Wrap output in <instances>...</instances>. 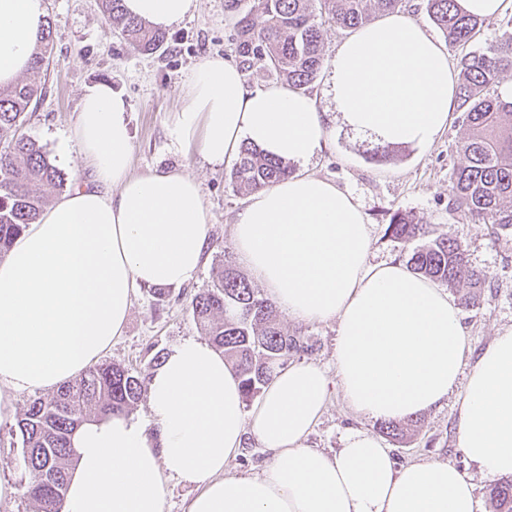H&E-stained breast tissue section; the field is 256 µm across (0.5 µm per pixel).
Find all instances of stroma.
I'll return each instance as SVG.
<instances>
[{"instance_id":"35a3bbf8","label":"stroma","mask_w":512,"mask_h":512,"mask_svg":"<svg viewBox=\"0 0 512 512\" xmlns=\"http://www.w3.org/2000/svg\"><path fill=\"white\" fill-rule=\"evenodd\" d=\"M52 22L53 51L47 70L38 79L44 94L19 132L35 140L65 180L80 172L77 154L61 155L59 145L77 121L84 89L98 83L112 85L123 94L134 142L133 170L141 172L182 169L200 182L212 215L208 227L206 261L195 282L172 288L157 300L149 288L137 290L122 336L103 355L104 361L137 369L150 376L155 352H169L185 339L201 337L189 302L210 284L219 252L233 254L231 224L247 196L231 180L230 169L204 163L195 151L172 147L171 117L182 104L180 88L187 71L213 54L232 56L231 36L235 18L224 9V0H197L195 11L168 29L164 54L135 52L118 32L103 23L100 0H46ZM463 129L457 118L429 147L393 148L384 162H374L377 142L345 130L308 165L311 172L348 191L360 204L371 231L370 263H407L414 246L400 244L386 233L391 214L402 210L427 224L433 236H451L466 248L472 266L487 278L478 305L463 309L474 351L484 350L500 334L512 331V231L494 232L491 225L462 219L448 210V181L462 161L455 144ZM289 333L312 344L302 361L335 369L337 323H307L278 314ZM378 433V422L351 411L339 391H331L326 408L307 443L326 453L335 452L346 428ZM458 396L447 404L417 415L400 441L383 438L398 463L438 460L467 467L476 485L482 512H494L493 481L483 478L476 466L466 465L457 447ZM21 436L16 423L0 424V481L15 493L0 503V512H34L27 494L29 474L23 464Z\"/></svg>"}]
</instances>
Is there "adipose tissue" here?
Wrapping results in <instances>:
<instances>
[{
	"label": "adipose tissue",
	"mask_w": 512,
	"mask_h": 512,
	"mask_svg": "<svg viewBox=\"0 0 512 512\" xmlns=\"http://www.w3.org/2000/svg\"><path fill=\"white\" fill-rule=\"evenodd\" d=\"M195 6L124 0L162 29ZM46 18V0H0V88L30 70ZM455 86L447 49L399 9L338 44L329 112L285 85L247 90L240 66L219 54L186 75L175 149L228 165L251 144L302 165L248 195L231 240L282 312L337 320L336 372L288 363L249 410L223 355L184 340L149 378L148 421L115 414L75 433L63 512H165L173 480L196 488L185 512H480L471 476L454 464L396 465L365 430L345 433L331 455L307 444L331 388L364 418L390 421L440 407L460 385L458 448L485 477L512 475V331L474 354L447 291L402 264H370L359 203L304 169L339 128L383 145L432 144ZM73 149L87 178L0 258V423L13 419L17 394L57 389L98 361L122 336L138 288L182 286L205 263L211 213L199 182L178 169L133 172L127 103L111 85L84 92L60 146ZM248 436L269 463L227 475Z\"/></svg>",
	"instance_id": "adipose-tissue-1"
}]
</instances>
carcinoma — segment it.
Wrapping results in <instances>:
<instances>
[{
	"label": "carcinoma",
	"mask_w": 512,
	"mask_h": 512,
	"mask_svg": "<svg viewBox=\"0 0 512 512\" xmlns=\"http://www.w3.org/2000/svg\"><path fill=\"white\" fill-rule=\"evenodd\" d=\"M105 24L145 54L166 50L165 33L127 15L123 0H102ZM429 20L446 42L464 50L459 58L455 111L464 127L458 142L465 162L454 168L448 184V211L497 230H512V99L493 93L503 75L512 72V17L495 43L469 48L482 20L459 12L455 0H424ZM402 0H224L236 18L231 41L242 70L264 65L269 75L297 89L318 79L323 63L321 22L354 30L376 12L401 6ZM52 26L43 28L31 72L40 73L52 53ZM36 81L0 88V258L26 225L40 218L47 199L38 185L63 186V178L42 148L17 134L33 101L42 95ZM291 174L288 163L268 158L251 145L241 149L233 173L236 187L260 189ZM386 234L398 242L429 236L428 227L402 212L393 213ZM411 270L450 288L467 291L460 297L469 307L479 304L484 274L471 266L465 247L449 236L435 237L416 248ZM192 315L204 335L241 380L244 401L256 397L288 359L309 350L299 336L285 331L274 318V303L218 256L212 284L191 300ZM146 379L120 364L105 362L59 387L47 398L32 400L18 420L23 461L30 474L28 495L37 512H61L67 492V471L75 455L72 437L92 417L124 414L145 391ZM496 512H512V482L492 488Z\"/></svg>",
	"instance_id": "cac0c4a2"
}]
</instances>
